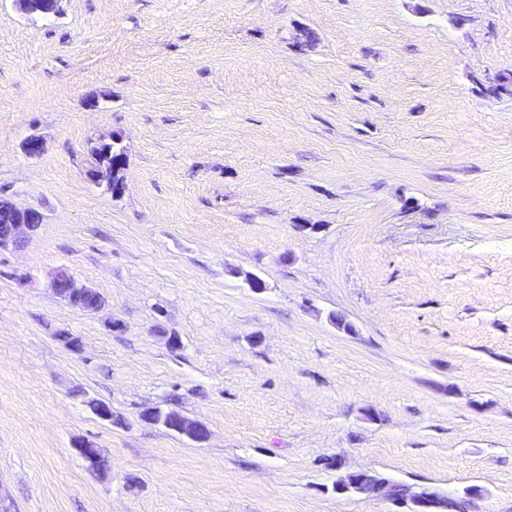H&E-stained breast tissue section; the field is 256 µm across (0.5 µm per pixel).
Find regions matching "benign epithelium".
I'll return each instance as SVG.
<instances>
[{"mask_svg":"<svg viewBox=\"0 0 512 512\" xmlns=\"http://www.w3.org/2000/svg\"><path fill=\"white\" fill-rule=\"evenodd\" d=\"M103 159L98 166L90 171V178L96 183H105L107 191L117 188L123 190L124 178L119 176V171L125 168V163H112L111 149L102 151ZM13 221L10 224H0V250L9 247H18L39 229V225L28 223L29 208H22L15 203H10ZM53 286L58 294L68 300L72 305L87 309H95L101 303L100 294L92 289L77 283V281L65 271L59 272L53 281ZM143 419L160 425L173 434L191 438V432L197 431L202 439H207L208 429L198 421L189 419L183 415L176 419H164L155 409L143 414ZM393 481L370 470H359L347 474L336 482V490L343 493L354 492L366 495L368 498L385 499L394 505L407 509V512H466L457 499L445 495L436 489L420 485L406 487V498L398 499L392 493Z\"/></svg>","mask_w":512,"mask_h":512,"instance_id":"1","label":"benign epithelium"}]
</instances>
